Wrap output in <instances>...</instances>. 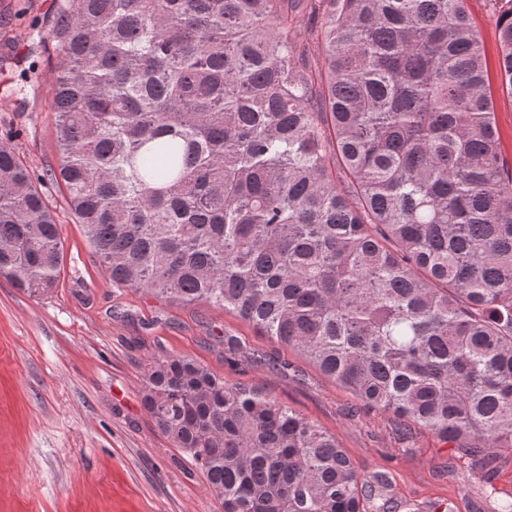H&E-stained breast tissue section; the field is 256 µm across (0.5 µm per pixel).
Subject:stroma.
Instances as JSON below:
<instances>
[{"label": "stroma", "mask_w": 512, "mask_h": 512, "mask_svg": "<svg viewBox=\"0 0 512 512\" xmlns=\"http://www.w3.org/2000/svg\"><path fill=\"white\" fill-rule=\"evenodd\" d=\"M57 0H0V134L36 174L58 167L48 93L60 56L48 41ZM64 239L52 295L0 276V512H224L203 471L147 413L144 363L187 355L229 382L259 387L334 433L359 471L385 473L412 512H475L512 498V452L492 486L448 475L454 444L370 412L295 350L200 302L184 306L110 286L53 186ZM263 355L224 351L225 334Z\"/></svg>", "instance_id": "stroma-1"}]
</instances>
